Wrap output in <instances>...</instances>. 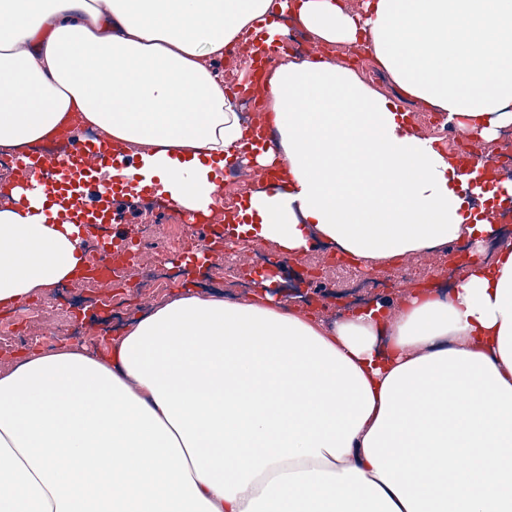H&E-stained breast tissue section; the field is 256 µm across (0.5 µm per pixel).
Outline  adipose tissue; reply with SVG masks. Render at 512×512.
<instances>
[{"label": "adipose tissue", "instance_id": "obj_1", "mask_svg": "<svg viewBox=\"0 0 512 512\" xmlns=\"http://www.w3.org/2000/svg\"><path fill=\"white\" fill-rule=\"evenodd\" d=\"M366 52L407 96L492 139L512 124V0H0V147L72 118L132 153L133 191L210 212L217 170L282 166L225 215L284 255L323 238L364 267L494 235L467 177L333 59L265 84L274 150L249 147L216 69L271 10ZM0 208V305L84 261L34 192ZM382 314L311 319L259 291L191 288L91 351L0 373V512H512V242Z\"/></svg>", "mask_w": 512, "mask_h": 512}]
</instances>
